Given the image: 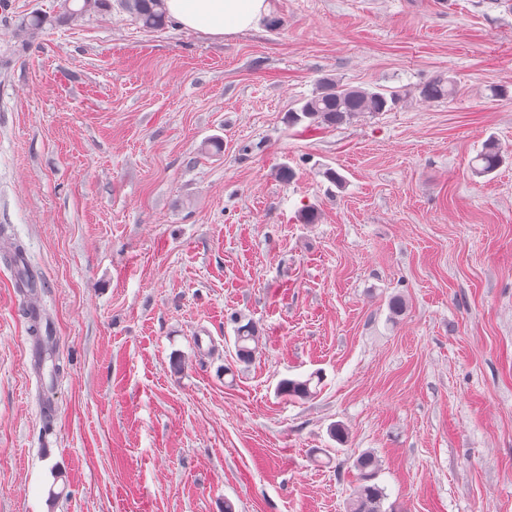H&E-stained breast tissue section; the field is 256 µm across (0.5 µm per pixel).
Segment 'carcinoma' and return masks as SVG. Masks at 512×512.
I'll return each mask as SVG.
<instances>
[{
    "label": "carcinoma",
    "mask_w": 512,
    "mask_h": 512,
    "mask_svg": "<svg viewBox=\"0 0 512 512\" xmlns=\"http://www.w3.org/2000/svg\"><path fill=\"white\" fill-rule=\"evenodd\" d=\"M121 9L130 14L142 27L163 29L173 20L169 19L164 0H116ZM107 6L106 0H61L59 20L92 14ZM453 91L452 81L439 76L421 88V94L429 100H438ZM402 97L399 93L383 88L353 87L334 78L326 77L319 82L316 91L299 103V107L288 112V121L308 126H337L346 124L364 113L389 112L398 107ZM508 156L499 145L490 143L477 155L475 173L485 175L493 172ZM259 336L251 324L236 329L235 346L237 357L248 362L253 357ZM306 380L285 379L279 391L292 398L307 399L315 394ZM353 467L358 471V484L346 502V512H385L383 502L387 498L385 489L375 483L380 470L379 460L370 453L360 454Z\"/></svg>",
    "instance_id": "carcinoma-1"
}]
</instances>
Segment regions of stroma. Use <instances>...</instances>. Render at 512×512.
Segmentation results:
<instances>
[{"label":"stroma","instance_id":"obj_1","mask_svg":"<svg viewBox=\"0 0 512 512\" xmlns=\"http://www.w3.org/2000/svg\"><path fill=\"white\" fill-rule=\"evenodd\" d=\"M269 3L220 39L0 9V512H344L366 451L386 512H512V164L471 171L512 150V9ZM325 77L406 100L289 125ZM508 151H505L495 143H489L483 152L477 155L475 173L485 175L493 172L503 162L504 158L508 156ZM258 342V332L252 324L239 325L235 336L238 359L242 362L250 361L256 351ZM312 382L313 377H309L306 380L285 379L280 383L279 391L282 394L292 398H311L317 392L316 388L319 381L314 386V391L311 388Z\"/></svg>","mask_w":512,"mask_h":512}]
</instances>
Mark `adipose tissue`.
<instances>
[{
  "label": "adipose tissue",
  "instance_id": "adipose-tissue-1",
  "mask_svg": "<svg viewBox=\"0 0 512 512\" xmlns=\"http://www.w3.org/2000/svg\"><path fill=\"white\" fill-rule=\"evenodd\" d=\"M183 28L212 38L253 29L268 12V0H165Z\"/></svg>",
  "mask_w": 512,
  "mask_h": 512
}]
</instances>
